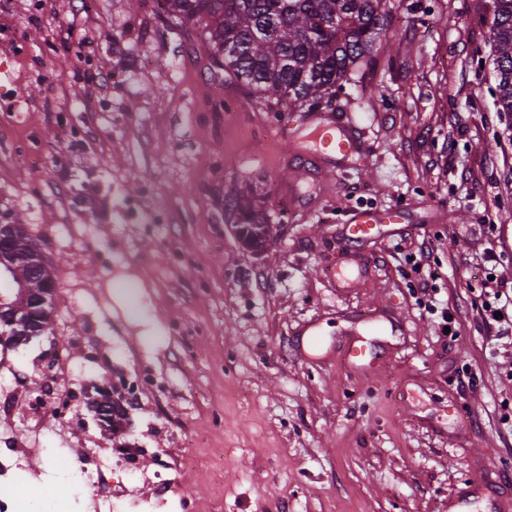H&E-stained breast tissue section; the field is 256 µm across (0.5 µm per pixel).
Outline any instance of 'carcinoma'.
<instances>
[{
	"mask_svg": "<svg viewBox=\"0 0 512 512\" xmlns=\"http://www.w3.org/2000/svg\"><path fill=\"white\" fill-rule=\"evenodd\" d=\"M174 27L201 25L208 60L251 92L288 106L312 109L343 87L357 64L380 49L387 22L386 0H161ZM497 111L512 112V0H494L491 25ZM235 224L269 227L267 211L237 196L221 200ZM0 238L17 253L31 239L13 238L0 224ZM14 288L0 302V318L21 312L52 278L31 274L23 261L1 264Z\"/></svg>",
	"mask_w": 512,
	"mask_h": 512,
	"instance_id": "cac0c4a2",
	"label": "carcinoma"
}]
</instances>
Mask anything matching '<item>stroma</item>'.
I'll return each mask as SVG.
<instances>
[{
  "label": "stroma",
  "mask_w": 512,
  "mask_h": 512,
  "mask_svg": "<svg viewBox=\"0 0 512 512\" xmlns=\"http://www.w3.org/2000/svg\"><path fill=\"white\" fill-rule=\"evenodd\" d=\"M0 0L25 55L0 109V224L23 216L49 262L53 315L41 335L0 343V382L15 370L93 389L149 369L157 390L109 433L88 407L48 421L57 465L37 487L62 490L55 466L81 449L148 448L127 478L140 512H448L464 483L512 470V333L489 334L484 275L512 297V115L495 106L493 0H386L387 45L314 110L253 96L208 67L202 27L171 28L159 0ZM110 73L108 84L87 78ZM361 129V164L290 194L281 168L312 147L313 117ZM29 136L35 159L11 155ZM253 189L271 238L244 246L217 206ZM408 210L361 246L368 277L339 288L349 206ZM166 212L161 224L145 209ZM430 241L428 268L411 259ZM439 274L436 312L418 284ZM401 318L377 338L375 378L336 355L357 311ZM456 322L449 344L442 313ZM320 330L319 357L295 346ZM71 371L46 368L50 355ZM471 379L469 387L459 376ZM192 446L196 463L177 464Z\"/></svg>",
  "instance_id": "1"
}]
</instances>
